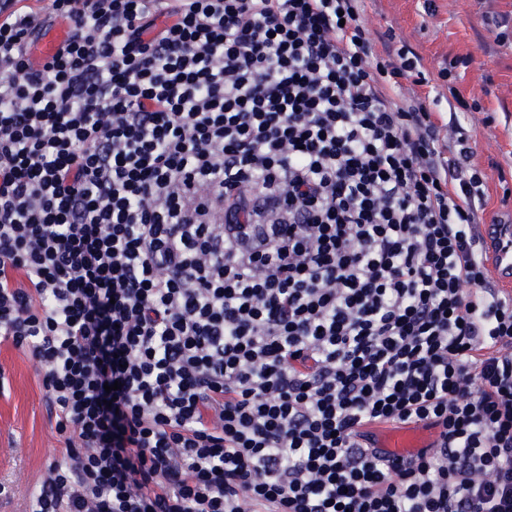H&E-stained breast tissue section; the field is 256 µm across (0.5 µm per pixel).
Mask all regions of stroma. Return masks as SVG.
Here are the masks:
<instances>
[{
	"label": "stroma",
	"instance_id": "35a3bbf8",
	"mask_svg": "<svg viewBox=\"0 0 512 512\" xmlns=\"http://www.w3.org/2000/svg\"><path fill=\"white\" fill-rule=\"evenodd\" d=\"M497 14L512 17V0H365L362 13L375 53L404 46L418 57L424 80H405L403 93L426 101L441 139L452 135L449 120L465 129L470 163L483 175L486 224L512 219V48L484 22ZM460 98L468 109H457ZM42 376L27 351L0 344V512H23L65 446Z\"/></svg>",
	"mask_w": 512,
	"mask_h": 512
}]
</instances>
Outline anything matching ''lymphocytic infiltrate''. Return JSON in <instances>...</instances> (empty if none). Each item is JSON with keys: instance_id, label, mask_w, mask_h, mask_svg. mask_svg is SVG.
Returning <instances> with one entry per match:
<instances>
[{"instance_id": "f902f5d3", "label": "lymphocytic infiltrate", "mask_w": 512, "mask_h": 512, "mask_svg": "<svg viewBox=\"0 0 512 512\" xmlns=\"http://www.w3.org/2000/svg\"><path fill=\"white\" fill-rule=\"evenodd\" d=\"M9 6L0 342L66 436L27 512H512L482 178L360 0ZM66 35V26L62 24H56L54 32L49 37L35 45L33 49L34 56L39 60L49 59L55 54L59 45L65 39ZM433 438L430 433L420 427L396 426L381 434L378 448L394 456L406 457L420 448L428 447Z\"/></svg>"}]
</instances>
